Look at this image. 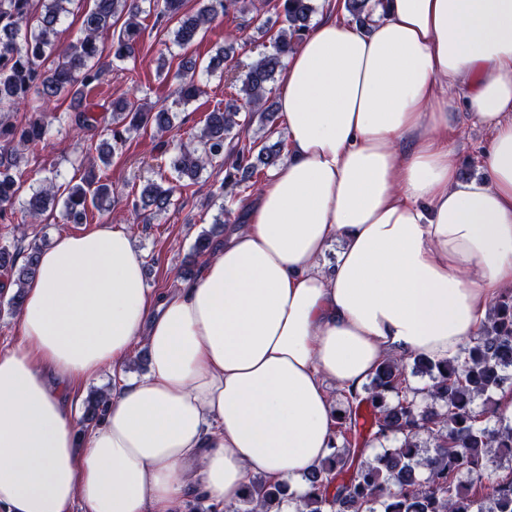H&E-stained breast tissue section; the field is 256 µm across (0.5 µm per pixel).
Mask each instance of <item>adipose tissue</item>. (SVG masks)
I'll use <instances>...</instances> for the list:
<instances>
[{"instance_id": "obj_1", "label": "adipose tissue", "mask_w": 512, "mask_h": 512, "mask_svg": "<svg viewBox=\"0 0 512 512\" xmlns=\"http://www.w3.org/2000/svg\"><path fill=\"white\" fill-rule=\"evenodd\" d=\"M326 3L280 75L288 156L197 280L150 292L112 224L42 251L0 354V512H222L256 474L304 495L327 381L455 357L512 288V0H380L366 30ZM460 112L489 132L470 180ZM139 345L147 374L80 432L77 385Z\"/></svg>"}]
</instances>
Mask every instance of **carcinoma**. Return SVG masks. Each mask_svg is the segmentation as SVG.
Segmentation results:
<instances>
[{"mask_svg":"<svg viewBox=\"0 0 512 512\" xmlns=\"http://www.w3.org/2000/svg\"><path fill=\"white\" fill-rule=\"evenodd\" d=\"M76 0H0V219L20 205L31 223L57 206L66 221L80 223L95 211L112 209L113 189L108 178L94 170L76 184L53 181L19 199V179L29 157L42 151L57 117L63 95L83 99L101 87L104 64L135 57L142 37L140 22L145 0H92L84 11L74 40L62 46L59 27L72 13ZM252 0H199L192 14L183 0H153L156 15L176 21L173 42L191 48L199 35L230 13H251ZM351 22L370 26L371 0H344ZM280 27L271 50L258 54L237 78L234 98L205 114L203 124L188 141L172 137L170 168L177 179L196 180L207 167L224 168L220 189L236 190L253 178L261 165L271 166L283 155L281 140L269 141L277 117L268 85L284 69L285 57L309 33L316 12L314 0H277ZM123 21L112 44L101 41L112 23ZM205 67L213 73L247 40L230 32ZM51 65H46V61ZM196 59H183L178 72L176 103H190L205 94ZM23 106L28 116L12 122L8 112ZM112 123L97 146L103 165L132 133L153 127L163 134L173 128V114L165 106L136 104L119 97L109 105ZM266 136H249L254 122ZM236 140L231 145L229 141ZM180 186L162 179L147 183L131 200L132 210L145 224L175 204ZM43 243L22 235L11 250L0 247V270L15 276L17 290L10 299L22 307L24 286L34 276ZM403 357L381 361L370 382L341 391L331 454L308 474L310 490L295 502V512H512V419L504 416L498 391L512 371V290L501 293L478 334L445 361L413 359L412 373L430 383L412 387ZM482 400V409L475 406ZM101 392L88 401L84 420L98 423L107 409ZM373 408L367 429H358V409ZM377 452L365 457L371 449ZM286 488L262 480L250 482L249 494L224 512H281Z\"/></svg>","mask_w":512,"mask_h":512,"instance_id":"obj_1","label":"carcinoma"}]
</instances>
